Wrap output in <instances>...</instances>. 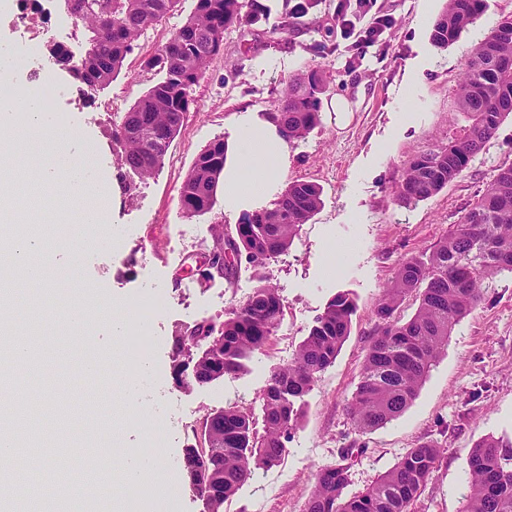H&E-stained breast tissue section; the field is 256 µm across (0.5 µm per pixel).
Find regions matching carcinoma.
I'll list each match as a JSON object with an SVG mask.
<instances>
[{
    "mask_svg": "<svg viewBox=\"0 0 512 512\" xmlns=\"http://www.w3.org/2000/svg\"><path fill=\"white\" fill-rule=\"evenodd\" d=\"M318 0H285L278 31L303 23ZM69 14L89 33L88 48L77 61L61 45L50 49L56 64L74 80L105 87L121 71L142 33L175 15L181 0H65ZM485 0H446L434 21L432 43L446 49L467 32L484 11ZM265 6L259 0H196L194 11L143 62L159 79L114 125L112 150L120 165L147 178L165 163L180 132L182 115L194 102L193 86L224 47V32L235 25L257 23ZM326 92L319 68L289 81L277 109V121L288 140H304L321 123V95ZM452 111L464 115L462 133L409 159L395 191V202L411 206L437 195L467 169L512 115V19L499 22L477 41L453 89ZM225 144L210 142L195 159L179 189L189 216L207 213L216 203L224 170ZM322 206L321 188L292 181L272 203L242 214L235 231L218 224L212 244L189 260L205 263L213 252L224 261L213 264L208 283L232 281L241 263L253 268L259 284L248 298L220 322L201 321L179 328L172 336L171 372L209 354L224 356V374L243 369V360L263 350L275 335L283 315L278 289L261 269L288 251L301 226ZM512 273V164L497 169L488 188L459 222L422 254L398 267L391 285L379 299L377 324L370 336L358 382L347 402L352 430L364 434L403 414L414 402L432 366L447 349L454 327L481 301V284L502 272ZM418 305L405 317L408 296ZM353 299L333 297L316 324L298 345L288 365L270 374L262 390L261 418L250 408L226 405L212 410L195 425L183 454H210L217 478L188 480L207 512H224V503L255 474L280 462L285 442L301 418L297 400L310 391L317 375L327 369L350 335ZM211 416L224 418V432L208 425ZM262 429H257V425ZM445 448L420 442L362 491L349 495L348 468L331 464L320 469L303 512H414L432 479ZM66 477L45 497L35 483L24 497L40 512L50 502L71 494ZM462 512H512V443L487 436L474 444L468 459V493Z\"/></svg>",
    "mask_w": 512,
    "mask_h": 512,
    "instance_id": "obj_1",
    "label": "carcinoma"
}]
</instances>
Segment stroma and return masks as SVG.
<instances>
[{
    "label": "stroma",
    "instance_id": "obj_1",
    "mask_svg": "<svg viewBox=\"0 0 512 512\" xmlns=\"http://www.w3.org/2000/svg\"><path fill=\"white\" fill-rule=\"evenodd\" d=\"M261 2L267 14L260 22L225 32L223 51L194 86L183 127L152 177L141 180L121 168L108 133L155 81L143 70V60L194 10L196 0H182L178 14L145 31L106 88L51 71V78L69 90L56 109L63 127L73 133L67 152L91 173L87 184L73 189L62 176L39 185L28 173L40 158L8 141L0 145L13 155L11 167L0 174L10 181L19 210L41 214L48 241L45 270L56 285L55 298L43 303L40 328L50 333L52 348L44 352L37 372L41 385L32 389L27 372L20 371L12 389L14 398L26 402L39 394L49 411L40 441H29L27 430H18L23 452L50 464L57 460L54 445L63 441L69 461L87 467L103 462L117 474L125 460L146 461L152 478L173 483L162 512H204L182 471L186 441L178 421H199L207 410L228 404L260 410L271 370L292 360L316 318L344 292L355 302L348 339L300 400L302 416L281 461L248 480L225 503L224 512H302L318 470L339 462L342 449L353 451L347 490L355 493L392 468L408 448L427 440L439 442L444 454L415 512H462L474 443L489 434L512 440V273L484 283L481 304L455 327L447 350L405 413L358 436L345 407L377 323L378 301L400 263L430 250L487 189L498 167L512 163L510 116L448 187L411 207L394 202L405 162L447 143L464 126L463 116L451 109V92L473 44L512 15V0H485L483 15L445 49L430 38L431 22L445 0H373L374 13L391 15L395 23L377 43L360 49L335 32L338 0H320L305 26L286 34L274 31L284 0ZM20 10V0H10L9 9L0 11V64L13 62L20 84L30 87L35 73L14 52L21 35L16 24ZM45 29V46L62 44L84 54L86 35L64 0H50ZM316 66L324 70L327 84L321 124L306 139L289 143L282 180L318 184L323 205L292 247L264 270L283 300L281 324L265 350L237 374L183 388L170 370L175 330L203 319L224 320L257 281L247 266L230 283L203 284L190 271L178 276L191 254L210 245L213 225L236 224L220 202L209 213L188 216L179 201L181 182L209 142L236 138L240 110L274 111L289 79ZM339 97L351 104L342 118L328 107ZM406 102L414 114L408 123L402 119ZM128 183L133 189L127 194L123 187ZM100 184L109 189L102 228L106 241L70 265L57 248L70 241L79 206L95 197ZM129 224L147 243V255L130 252L114 239V231ZM329 257L336 265L331 275L325 271ZM76 286L90 291V314L81 326L61 321L56 309L58 297ZM155 288L166 290L171 303L150 322L155 342L149 350H142L136 325H128L119 337L107 333V317L128 313L130 305ZM90 351L111 358L94 379L82 375ZM63 402L73 407L65 429L56 414Z\"/></svg>",
    "mask_w": 512,
    "mask_h": 512
}]
</instances>
